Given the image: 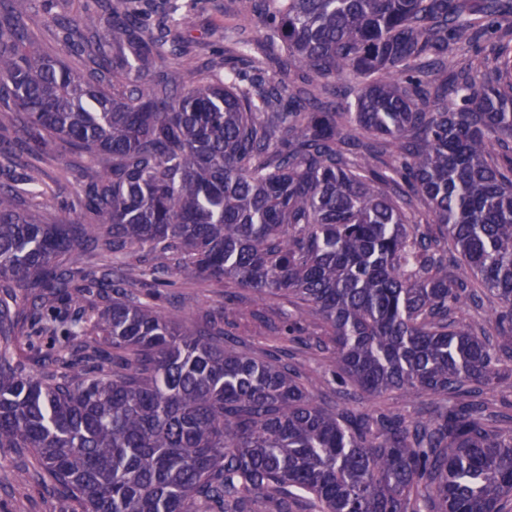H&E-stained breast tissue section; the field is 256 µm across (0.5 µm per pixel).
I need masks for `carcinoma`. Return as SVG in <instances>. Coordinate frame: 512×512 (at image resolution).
Wrapping results in <instances>:
<instances>
[{
  "label": "carcinoma",
  "mask_w": 512,
  "mask_h": 512,
  "mask_svg": "<svg viewBox=\"0 0 512 512\" xmlns=\"http://www.w3.org/2000/svg\"><path fill=\"white\" fill-rule=\"evenodd\" d=\"M32 2L0 0V162L28 154L0 182V448L42 467L19 480L79 512H505L512 430L460 397L512 385V0H236L256 31L204 70L179 0L157 28L83 0L53 25L93 79L31 51ZM490 31L495 80L448 77ZM56 140L86 224L41 217ZM172 276L246 288L226 324L270 298L298 309L279 336L321 321L344 403L152 303ZM487 293L493 338L456 320ZM393 390L446 404L358 411Z\"/></svg>",
  "instance_id": "obj_1"
}]
</instances>
